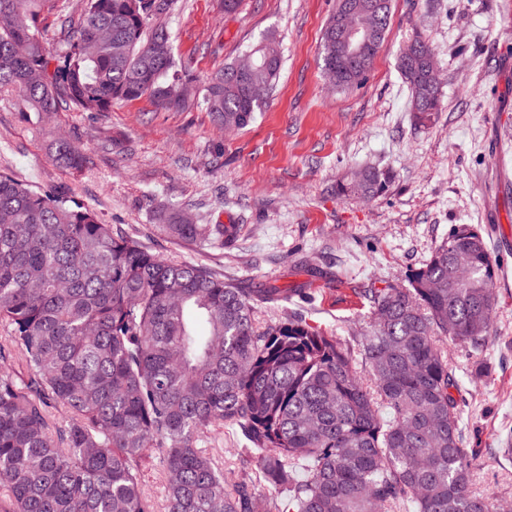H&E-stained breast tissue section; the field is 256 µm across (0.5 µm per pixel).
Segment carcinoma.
<instances>
[{
  "mask_svg": "<svg viewBox=\"0 0 512 512\" xmlns=\"http://www.w3.org/2000/svg\"><path fill=\"white\" fill-rule=\"evenodd\" d=\"M50 0H0V93L25 116L63 108L107 112L146 97L164 110L202 107L226 130L246 127L279 75L275 41L251 49L199 87L177 66L162 17L178 0H83L51 50L40 18ZM361 29L359 53L341 37ZM391 0H336L322 35L327 82L361 86L384 46ZM422 124L439 111L435 53L415 36L399 56ZM77 169L82 147L51 144ZM389 170L338 186L383 195ZM158 232L224 241L232 224L158 211ZM498 263L482 231L459 224L407 284L370 290L374 321L353 350L299 314L258 321L293 288H242L165 258L64 194L0 173V512H158L142 458L156 450L165 512H506L474 486L463 447L465 400L448 342L475 357L494 323ZM67 420L56 425V414ZM245 439L272 493L248 472L228 484L209 452L224 429Z\"/></svg>",
  "mask_w": 512,
  "mask_h": 512,
  "instance_id": "carcinoma-1",
  "label": "carcinoma"
}]
</instances>
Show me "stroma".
I'll list each match as a JSON object with an SVG mask.
<instances>
[{
  "label": "stroma",
  "instance_id": "35a3bbf8",
  "mask_svg": "<svg viewBox=\"0 0 512 512\" xmlns=\"http://www.w3.org/2000/svg\"><path fill=\"white\" fill-rule=\"evenodd\" d=\"M336 0H179L166 23L173 53L203 78L265 37H275L280 78L253 121L224 132L205 109L160 111L146 98L111 111L60 112L25 120L17 97L0 94V171L48 192H67L151 251L203 265L225 282L301 286L310 299L263 312H295L349 344L370 320L368 288L402 283L458 224L481 228L501 273L488 342L487 377L471 376L467 349L448 362L467 398L465 447L476 487L512 500V16L502 0H393L385 44L360 87L336 91L322 74L320 43ZM433 48L442 102L418 123L398 68L414 33ZM84 148L78 169L49 158L54 135ZM392 170L372 200L337 195L340 182ZM198 224H233L227 242L158 235L159 207ZM311 255L316 270L298 269Z\"/></svg>",
  "mask_w": 512,
  "mask_h": 512
}]
</instances>
